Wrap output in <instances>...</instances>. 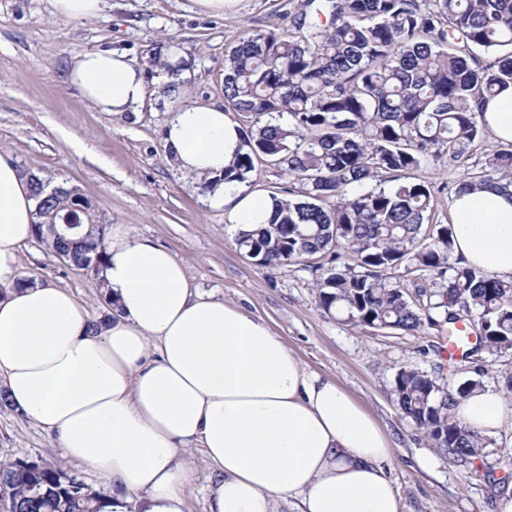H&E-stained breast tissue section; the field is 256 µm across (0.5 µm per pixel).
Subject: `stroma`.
Returning a JSON list of instances; mask_svg holds the SVG:
<instances>
[{
	"mask_svg": "<svg viewBox=\"0 0 512 512\" xmlns=\"http://www.w3.org/2000/svg\"><path fill=\"white\" fill-rule=\"evenodd\" d=\"M286 2L237 0L224 13L207 14L194 0H105L98 16L72 20L51 0H0V154L50 185L78 187L104 224L166 246L185 263L191 287L264 318L294 356L341 384L393 441L390 471L404 512H496L499 497L512 492V420L493 435L473 473L432 448L394 402V377L405 365L452 386L469 378V370L443 360L444 333L375 330L326 315L312 267H266L249 257L198 180L173 165L162 136L169 103L156 89L137 111L115 116L67 81L84 51L116 50L145 69L154 43L170 36L186 62L185 103L223 104L225 45L244 29L278 22ZM497 147L489 136L468 160L415 170L437 189L436 221L450 223L456 182L479 171ZM20 273L67 288L93 316L108 309L93 272L70 266L38 240L22 247ZM27 458L63 461L45 431L0 412V461ZM188 464L185 512H208L211 466L197 448Z\"/></svg>",
	"mask_w": 512,
	"mask_h": 512,
	"instance_id": "obj_1",
	"label": "stroma"
}]
</instances>
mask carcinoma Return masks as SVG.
Returning a JSON list of instances; mask_svg holds the SVG:
<instances>
[{"label":"carcinoma","instance_id":"1","mask_svg":"<svg viewBox=\"0 0 512 512\" xmlns=\"http://www.w3.org/2000/svg\"><path fill=\"white\" fill-rule=\"evenodd\" d=\"M281 18L243 30L225 51V109L253 126L223 181L252 183L264 159L299 190L272 195L268 224L237 244L265 266L330 257L318 306L355 326L414 334L463 323L476 336L469 354L512 352V279L453 261L452 225L430 223L434 186L412 177L425 162L469 157L486 131L482 104L512 84V0H288ZM169 50L156 44L151 72L183 71ZM30 180L34 237L78 269L99 268L106 225L92 204L54 237L45 223L62 222L71 187ZM487 187L512 190V149L488 155L454 193ZM342 250L356 266L336 264ZM400 268L407 278L394 275ZM481 389L479 378L451 388L407 365L392 393L438 451L472 464L491 441L454 409ZM0 500L3 512H111L112 496L62 466L15 459L0 462Z\"/></svg>","mask_w":512,"mask_h":512}]
</instances>
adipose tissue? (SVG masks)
Segmentation results:
<instances>
[{"instance_id": "obj_1", "label": "adipose tissue", "mask_w": 512, "mask_h": 512, "mask_svg": "<svg viewBox=\"0 0 512 512\" xmlns=\"http://www.w3.org/2000/svg\"><path fill=\"white\" fill-rule=\"evenodd\" d=\"M67 79L101 112L132 111L147 95L142 70L110 50L79 54ZM171 81L156 77L175 100L164 143L176 168L214 181L209 206L234 232L254 231L271 196L221 181L245 150L239 123L221 107L182 103L185 89ZM484 119L497 143L512 144V86L487 103ZM450 211L455 255L512 279V195L471 191ZM36 220L28 176L0 155V388L67 460L111 478L112 512H128L132 492L143 512H184L194 445L213 468L209 512H403L386 433L262 318L192 290L182 261L120 224L106 233L99 273L108 318L40 279L18 285ZM455 413L486 435L511 415L491 390Z\"/></svg>"}]
</instances>
